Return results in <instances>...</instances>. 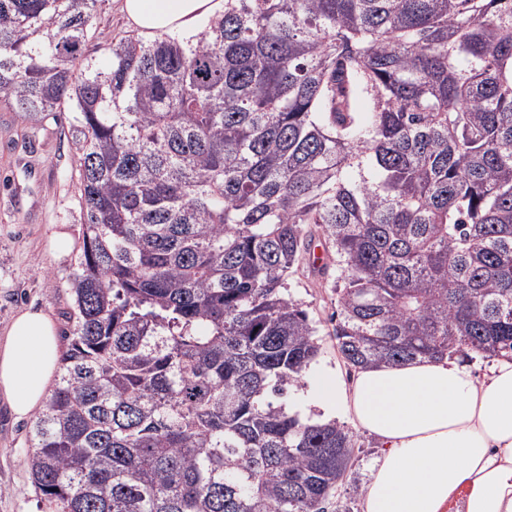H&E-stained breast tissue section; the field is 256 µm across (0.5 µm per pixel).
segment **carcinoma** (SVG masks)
Segmentation results:
<instances>
[{
  "label": "carcinoma",
  "mask_w": 512,
  "mask_h": 512,
  "mask_svg": "<svg viewBox=\"0 0 512 512\" xmlns=\"http://www.w3.org/2000/svg\"><path fill=\"white\" fill-rule=\"evenodd\" d=\"M98 0H0V103L69 112L72 338L27 464L61 512H326L363 450L280 399L332 288L351 372L512 357V0H224L85 55ZM370 102L356 110L358 99Z\"/></svg>",
  "instance_id": "1"
}]
</instances>
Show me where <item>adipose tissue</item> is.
<instances>
[{"label":"adipose tissue","instance_id":"1","mask_svg":"<svg viewBox=\"0 0 512 512\" xmlns=\"http://www.w3.org/2000/svg\"><path fill=\"white\" fill-rule=\"evenodd\" d=\"M130 27L195 34L224 0H121ZM57 322L22 309L0 334V401L18 419L44 406L59 366ZM315 401L345 415L382 450L362 512H512V359L484 378L454 359L419 358L357 372L322 373Z\"/></svg>","mask_w":512,"mask_h":512}]
</instances>
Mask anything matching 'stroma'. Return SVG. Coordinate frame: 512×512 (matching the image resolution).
Listing matches in <instances>:
<instances>
[{
  "mask_svg": "<svg viewBox=\"0 0 512 512\" xmlns=\"http://www.w3.org/2000/svg\"><path fill=\"white\" fill-rule=\"evenodd\" d=\"M119 0H99L92 20L94 36L86 46L89 56L101 58L109 39L128 34L118 9ZM73 153L69 121L55 114L35 123L21 122L0 105V331L19 309L50 312L61 333L71 329L65 313L72 304L71 279L82 244V214L71 183ZM66 233L70 246L52 254L48 241ZM290 292L321 329L320 355L304 377L302 387L290 391L288 406L304 403L315 377L329 371L347 378L329 319L336 310L330 289L312 287L297 275ZM31 421L16 422L0 404V512H53L35 488L26 464Z\"/></svg>",
  "mask_w": 512,
  "mask_h": 512,
  "instance_id": "1",
  "label": "stroma"
}]
</instances>
